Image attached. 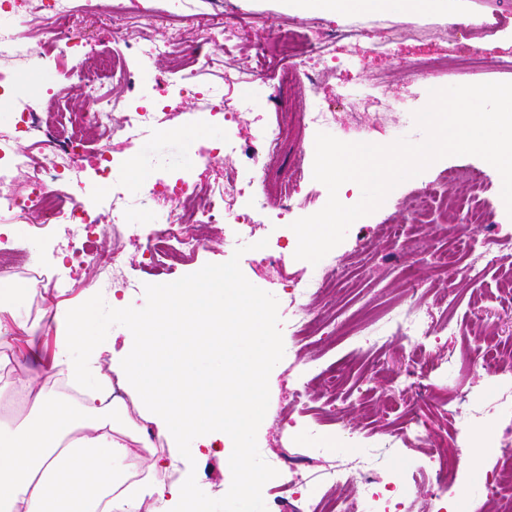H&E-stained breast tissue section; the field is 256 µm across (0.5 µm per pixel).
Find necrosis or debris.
<instances>
[{"label":"necrosis or debris","instance_id":"necrosis-or-debris-1","mask_svg":"<svg viewBox=\"0 0 512 512\" xmlns=\"http://www.w3.org/2000/svg\"><path fill=\"white\" fill-rule=\"evenodd\" d=\"M73 2L37 0V13L50 22L44 31L42 45L52 48V57L57 61L74 56L82 45L78 33L69 23ZM103 74L110 81L124 85L126 95L113 98L100 94L97 82ZM68 77L86 91L87 109L74 116L73 125L92 123L100 137L108 141L137 138L155 131L156 114L167 107L162 98L149 105L143 104L134 74L125 66H109L101 73L80 67L69 71ZM169 87L192 96L197 111L208 117L219 116L234 123L244 109L240 103L231 108L225 105L223 84L199 87L193 83L191 75L178 74L170 81ZM1 96L7 97L18 120L11 132L0 134V171L23 167L27 169L29 178L24 192L0 188V212L13 215L36 213L44 223L66 225L71 237L84 243L81 250L72 253L71 262L95 267L99 277H112L121 265V258L116 254H99L89 247L101 225L102 216L87 207L79 196L82 178L74 161L73 147L51 132L44 113L33 111L26 96L20 93L18 83L8 82L4 71L0 70ZM117 110L122 113V121L116 125L112 122V114ZM279 135L278 126L267 123L259 145L246 153L247 166L251 171L247 180L229 181L202 195L193 182L181 179L179 185L165 194L170 208L159 230L145 235L139 227H131L132 235L146 237L145 264L150 271L158 275L167 273L166 259L171 252L194 253L206 247L205 238L186 233L187 225L224 222L239 226L249 234L255 232L258 216L266 213L274 202L259 189L258 171L263 159L275 154ZM24 139L36 142L37 153L19 152L17 145ZM486 180L484 170L469 169L466 186L454 199L455 207L463 213L466 223L485 224L489 221V204L483 195ZM497 245V237L492 236L475 248L465 236L460 235L447 251L437 256L436 262L442 270L456 277L472 279L483 267L498 263ZM326 286L323 279L292 282L290 295L297 305L291 324L294 338H307V329L315 318L311 302ZM407 293L408 301L387 311L382 317V326L375 328L374 333L381 336L387 327H396L412 360L421 367L425 364L422 340L430 336L431 327L418 313L422 298L420 289L412 286ZM405 443L417 445L423 451L422 469L429 476L426 496L413 498L405 483L377 480L374 474L377 458L370 455L325 464L314 479L296 476L287 487L289 512H355L350 506L340 509L332 502L325 501L319 505L314 502L320 485L354 483L361 485L365 498L371 503V512H442L443 504L448 501V488L460 472L458 460L449 454L446 442L431 438L415 425L406 426L396 433L392 445L397 448Z\"/></svg>","mask_w":512,"mask_h":512}]
</instances>
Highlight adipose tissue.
I'll return each instance as SVG.
<instances>
[{"mask_svg":"<svg viewBox=\"0 0 512 512\" xmlns=\"http://www.w3.org/2000/svg\"><path fill=\"white\" fill-rule=\"evenodd\" d=\"M300 11L341 16L353 7L401 13L448 10V0H291ZM151 304L113 299L112 316L128 335L121 348L90 345L86 306L67 309L56 338L57 377L83 386L79 402L19 381L26 405L0 397V512H210L190 480L160 481L153 438L169 463L186 449L242 437L261 417L274 343L264 336L263 297L230 274L159 286ZM252 342L243 356L226 354L200 374L198 355L232 338ZM118 387L126 400L102 405L100 391Z\"/></svg>","mask_w":512,"mask_h":512,"instance_id":"obj_1","label":"adipose tissue"}]
</instances>
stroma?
<instances>
[{"instance_id":"obj_1","label":"stroma","mask_w":512,"mask_h":512,"mask_svg":"<svg viewBox=\"0 0 512 512\" xmlns=\"http://www.w3.org/2000/svg\"><path fill=\"white\" fill-rule=\"evenodd\" d=\"M232 7L217 14L207 0H198L193 18L180 24V44L176 49L198 80L205 84L223 83L228 70L254 73V82L225 85L228 102H251L238 126L196 117L190 97L170 101L158 113L159 134L147 135L117 145L115 155L123 164L137 162L138 176L122 173L121 182L130 206L120 223L101 229L94 241L102 251H118L124 262L122 277L102 282L89 266H70L71 242L64 225L43 226L33 218H0V228L12 246L26 253L29 268L61 274L67 282L58 290L43 282L28 291L25 271L0 275V302L18 316L39 325L36 338L14 330L9 335L12 361L23 362L21 377L49 383L54 374L52 358L55 339L65 323L62 310L93 303L94 315L86 326L92 341L108 342L123 338L125 329L112 318L110 299L114 289H122L137 303L148 301V289L160 284L177 285L194 281L205 273L231 272L237 283L260 289L266 310L264 336L275 341L263 392L260 423L242 439H227L223 449L204 448L186 457L184 467L193 477L198 495L214 512H281V496L276 491L273 460L297 463L316 473L329 461L361 457L368 443L378 442L406 420L417 418L425 433L447 439L448 449L459 459L465 480L448 491L449 505L462 512H478L485 500L487 472L501 458L493 447L512 430V402L502 401L503 390L512 387V361L502 360L504 373L489 378L475 360L484 351L512 346V293L505 277L512 268V217L501 197L502 180L494 167L472 156H451L436 161L420 175L396 186L374 213L355 221L342 243L318 264L295 259L296 235L290 225L296 219L316 213L328 199L325 185L313 178L316 132L306 126L304 116L315 106L330 108L333 119L325 131L345 142L392 143L405 137L418 143L424 133L414 125L413 114L429 100V91L462 84L512 82V70H503L499 61L512 60V0H453L450 14H399L391 10H354L336 18L323 13L290 9L286 0H230ZM71 23L84 37L89 54L77 59V66L99 68L114 57L126 55L125 46H147L162 39L163 25H144L133 14L116 20L85 12L76 0ZM288 32L295 40L315 31L366 29L386 30L395 35L392 53H361L349 42L336 47V68L318 66L285 69L284 61L265 46L269 29ZM476 50L481 62L461 64V49ZM132 68H139L138 57L126 55ZM418 65L419 70H401L402 62ZM433 72H424V65ZM6 67L34 88L56 92L55 105L66 112L84 109L82 90L68 80L65 70L46 56L22 57L7 61ZM288 70V83H280L281 70ZM378 91L384 105L363 108L357 99ZM277 121L282 128L276 158L260 174L269 195H277L284 183L299 182L300 205L291 210L269 212L255 235L243 240L238 251L224 248V238L232 231L228 224L205 227L187 225L190 234L203 233L206 249L186 255L173 252L170 272L151 275L143 270L144 240L129 237L126 227L138 224L153 229L163 224L167 203L138 201L143 187L175 173L189 175L204 187L240 177L245 161L240 153L222 155L203 163L200 154L233 139L254 142L263 125ZM79 143L78 166L82 170L83 191L103 214H111L112 187L96 182L93 169L98 156V132L91 125L75 129ZM466 170L485 168L488 181L484 195L492 205L488 224H465L455 208H448L432 223L431 236L417 235L405 247H391L380 229L386 224H409L407 210L411 196L426 187L439 186L449 167ZM477 243L498 235L503 242L501 261L485 269L473 280H444L434 258L459 231ZM273 262H266V255ZM336 275L335 289L320 296L315 304L317 323L309 339L296 344L291 339L289 315L293 309L286 284L294 279ZM420 284L424 298L423 315L433 324L451 320L456 334L442 331L426 340L429 366L426 374L414 373L407 350L393 339L384 347L371 346L361 331L345 333L346 318L357 309L370 306L379 310L397 305L408 281ZM453 288L457 303L446 307L441 285ZM344 368L335 394L325 392L321 370ZM448 391L469 393L483 402L485 415L468 422L465 437L453 435L454 420L430 401L433 394ZM481 446L479 462H471L474 446ZM245 448L253 453L256 488L248 500L224 497L222 489L236 483L238 475L226 467L224 455ZM420 451L416 448H390L383 451L378 471L388 476L410 478V493L424 495L426 481L417 475Z\"/></svg>"}]
</instances>
